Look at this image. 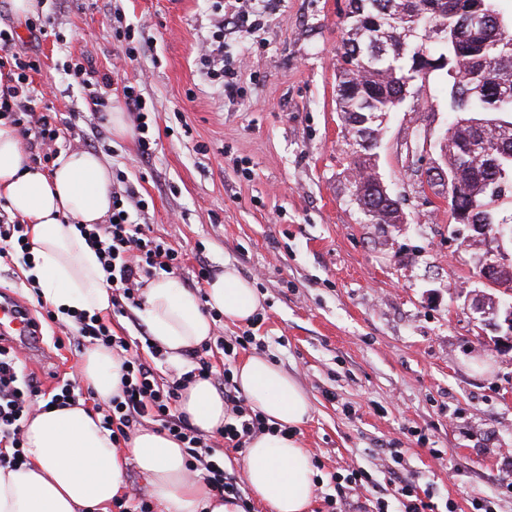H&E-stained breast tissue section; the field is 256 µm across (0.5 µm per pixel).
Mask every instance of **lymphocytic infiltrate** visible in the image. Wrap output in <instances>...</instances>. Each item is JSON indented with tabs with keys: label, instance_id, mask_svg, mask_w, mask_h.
I'll list each match as a JSON object with an SVG mask.
<instances>
[{
	"label": "lymphocytic infiltrate",
	"instance_id": "obj_1",
	"mask_svg": "<svg viewBox=\"0 0 512 512\" xmlns=\"http://www.w3.org/2000/svg\"><path fill=\"white\" fill-rule=\"evenodd\" d=\"M213 31L203 41L198 60L208 78L220 86L227 99H235L240 87L231 63L224 60V40L228 31L249 30L256 21L250 0H214ZM13 32L0 29V68L7 72V82L0 86V119L13 125L29 149L32 163L46 165L57 157V142L64 123L59 112L38 104L30 81L38 71V59L13 52ZM124 104L132 112L141 155H151L156 140L153 127L157 123L143 96L133 85L122 90ZM133 189L124 174H117L112 186V214L108 223L93 224L82 233L95 245L102 268L112 286V307L124 312L126 307L139 306L144 280L153 271L174 272L183 267V253L171 244L150 237L144 225L132 221L127 205L135 201ZM78 345H97L112 349L122 357L121 392L108 404L97 406L104 427L110 431L113 445L129 441L131 433L142 421L159 424L166 435L183 446L189 472H202L211 492L219 497L243 499L242 481L224 468V460L214 444L191 424L178 408L179 391L187 381L199 377L211 379L212 365L206 355L209 344H201L186 357L192 368L172 383H159L153 350L151 358H143L133 350L128 337L112 332L98 315L78 313L74 316ZM41 395V385L34 375H22L14 347L0 344V467L23 464V422L33 414ZM270 426L258 410L246 405L234 381L232 371L224 373V425L219 435L225 447L241 448L252 437L269 431Z\"/></svg>",
	"mask_w": 512,
	"mask_h": 512
}]
</instances>
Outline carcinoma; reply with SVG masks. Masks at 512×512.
<instances>
[{
    "mask_svg": "<svg viewBox=\"0 0 512 512\" xmlns=\"http://www.w3.org/2000/svg\"><path fill=\"white\" fill-rule=\"evenodd\" d=\"M500 0H347L339 24L337 111L349 135V170L375 166L371 150L385 114L406 86L433 72L448 97V202L473 223L497 224L492 204L512 192V154L497 147L512 137V14ZM490 24L472 35L470 17ZM369 122L355 126V116ZM368 197L374 224H398V202L382 198L369 180H349Z\"/></svg>",
    "mask_w": 512,
    "mask_h": 512,
    "instance_id": "obj_1",
    "label": "carcinoma"
}]
</instances>
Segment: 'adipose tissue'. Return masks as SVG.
<instances>
[{"instance_id":"1","label":"adipose tissue","mask_w":512,"mask_h":512,"mask_svg":"<svg viewBox=\"0 0 512 512\" xmlns=\"http://www.w3.org/2000/svg\"><path fill=\"white\" fill-rule=\"evenodd\" d=\"M111 182L109 164L92 152L61 155L48 171L32 164L14 126L0 120V197L30 226L33 264L25 277L60 315L102 317L112 309L99 256L79 231L111 214ZM144 298L139 315L151 340L176 363L211 338L208 310L244 323L260 307L253 284L230 265L208 281L204 294L164 275L146 283ZM79 374L100 402L120 392L121 359L110 349L87 350ZM235 380L274 427L248 445L244 477L252 497L268 512H308L317 482L310 453L295 431L311 413L309 396L294 376L256 354L240 362ZM180 410L204 432L224 425V398L210 381L187 383ZM24 439L26 464L0 467V512H105L122 490L131 459L150 485L158 512H241L237 500L213 496L205 483L189 478L179 442L142 428L127 447L116 448L99 414L84 405L35 412L25 423Z\"/></svg>"}]
</instances>
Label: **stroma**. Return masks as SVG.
<instances>
[{
	"mask_svg": "<svg viewBox=\"0 0 512 512\" xmlns=\"http://www.w3.org/2000/svg\"><path fill=\"white\" fill-rule=\"evenodd\" d=\"M53 26L30 39L11 0L0 27L16 29L17 51L34 56L33 85L63 114L64 140H83L123 171L145 204L131 208L151 237L179 245L177 276L204 293L200 265H233L261 298L245 324L215 322L213 334L257 341L237 359L266 356L295 376L313 411L296 435L316 459L320 485L310 512L400 508L394 474L414 477L455 512H512V329L481 325L476 299L512 296L481 283V253L464 246L437 189L420 173L439 153L448 126L442 79L415 81L386 115L376 172L400 199L405 221L372 224L348 191L349 158L336 110V50L346 0H256L260 22L228 41L241 92L226 100L203 75L197 47L211 33L210 0H38ZM138 26L153 50L123 59L116 28ZM82 63L97 73H148L142 95L158 126L142 158L135 137L120 138L92 112ZM126 79V80H127ZM21 256L0 263V294L38 315ZM44 338L63 337L50 359L20 354L23 374L43 389L76 376L83 352L69 325L42 321ZM443 458H436L434 449ZM368 469L375 486L360 498L345 476Z\"/></svg>",
	"mask_w": 512,
	"mask_h": 512,
	"instance_id": "1",
	"label": "stroma"
}]
</instances>
